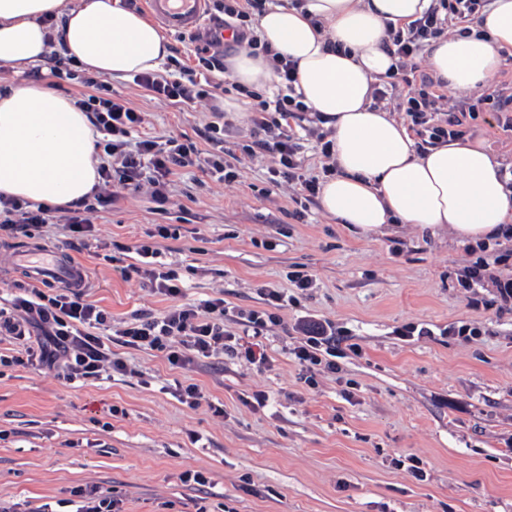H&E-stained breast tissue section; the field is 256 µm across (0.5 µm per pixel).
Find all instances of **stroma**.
<instances>
[{
	"instance_id": "35a3bbf8",
	"label": "stroma",
	"mask_w": 512,
	"mask_h": 512,
	"mask_svg": "<svg viewBox=\"0 0 512 512\" xmlns=\"http://www.w3.org/2000/svg\"><path fill=\"white\" fill-rule=\"evenodd\" d=\"M59 50L49 45L35 65L0 66V85L38 81L80 97L79 80L50 74ZM99 81L142 112V133L195 142V165L171 176L165 205L142 192L96 212L80 249L57 224L0 235V251L37 242L78 259L97 282L88 300L117 329L171 304L119 272L136 261V244L155 245L185 283L184 301L223 298L226 329L269 360L176 368L164 350L115 339L123 375L70 382L54 370L0 366V500L21 512H72L77 490L95 486L122 512H512V304L493 289L458 286L472 260L466 246L411 224L354 232L301 200L268 158L244 152L253 125L234 84L218 94L224 163L238 175L228 184L210 174L215 148L199 136L208 105L178 109L128 76ZM460 119L464 135L512 168L503 114ZM295 133L302 174L325 180L321 145L331 127L308 112ZM160 224L169 237L156 236ZM294 270L309 271L312 288L289 286ZM266 286L288 291L278 322L243 325L238 310L267 309ZM307 316L335 329L326 354L335 371L310 374L295 360ZM462 321L481 336L449 335ZM189 384L202 395L193 409L177 396ZM259 392L265 402H256ZM411 458L423 478L408 469ZM187 472L203 473L209 486L184 482Z\"/></svg>"
}]
</instances>
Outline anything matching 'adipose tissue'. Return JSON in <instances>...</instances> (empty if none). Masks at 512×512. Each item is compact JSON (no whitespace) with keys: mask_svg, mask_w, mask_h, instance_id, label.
Wrapping results in <instances>:
<instances>
[{"mask_svg":"<svg viewBox=\"0 0 512 512\" xmlns=\"http://www.w3.org/2000/svg\"><path fill=\"white\" fill-rule=\"evenodd\" d=\"M431 0H275L258 19L257 35L298 62L295 89L334 130L337 172L321 186L324 212L358 231L388 224L448 230L472 245L501 240L512 224V192L499 163L479 139L460 138L416 153L407 126L373 101V86L396 59L387 25L407 24ZM62 29L68 57L88 73L114 77L157 69L169 41L122 0H0V66L41 61L44 17ZM512 49V0H492L468 35L439 39L431 73L473 90L497 75ZM243 85H271L264 57L242 52L226 61ZM96 134L70 96L31 84L0 88V195L63 207L98 181Z\"/></svg>","mask_w":512,"mask_h":512,"instance_id":"adipose-tissue-1","label":"adipose tissue"}]
</instances>
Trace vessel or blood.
I'll return each instance as SVG.
<instances>
[{
    "label": "vessel or blood",
    "mask_w": 512,
    "mask_h": 512,
    "mask_svg": "<svg viewBox=\"0 0 512 512\" xmlns=\"http://www.w3.org/2000/svg\"><path fill=\"white\" fill-rule=\"evenodd\" d=\"M142 4L152 17L177 33L193 30L205 19L206 0H142ZM10 262L38 283L60 281L69 288L86 284V268L80 261H62L60 254L48 247L37 245L14 252Z\"/></svg>",
    "instance_id": "obj_1"
}]
</instances>
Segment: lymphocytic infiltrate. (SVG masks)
I'll return each mask as SVG.
<instances>
[{
  "label": "lymphocytic infiltrate",
  "mask_w": 512,
  "mask_h": 512,
  "mask_svg": "<svg viewBox=\"0 0 512 512\" xmlns=\"http://www.w3.org/2000/svg\"><path fill=\"white\" fill-rule=\"evenodd\" d=\"M211 2L210 23L196 36L197 76L181 80L173 74L154 70L135 74L136 85L171 104L188 106L215 98L222 87L226 43L253 52L260 50L253 17L262 13L263 0ZM489 2L437 0L421 18L405 28L388 31L386 47L398 59L392 79L406 90L404 111L411 129L426 128L429 143L460 137L461 132L452 120L443 125H429V114L441 111L448 98L436 91L428 75L419 73L415 59L430 40L444 34L449 23L465 22L484 10ZM272 61L276 81L286 92L275 100L249 105L254 130L248 150L269 156L273 173L297 182L300 195L310 201L319 194L320 184L298 176L299 146L288 132L291 122L299 120L306 109L294 92L298 65L278 53L273 54ZM78 104L100 135L95 142L99 180L90 197L59 208L1 196L0 233H24L32 225L62 223L74 238H85L94 229L92 213L96 208L114 204L120 190L145 191L156 202L166 203L169 177L174 169L194 164L198 158V149L193 143H182L174 138L160 142L155 137L139 135L143 116L130 107L122 95L92 93L79 99ZM135 251L138 262L122 267L121 275L138 277L145 287L171 299L169 309L158 315L137 314L116 330L108 313L89 302L83 291L68 288L48 296L34 286L18 285L8 307H0V335L24 344L22 355L14 359L15 364L35 362L48 368L57 367L69 381L126 372V363L112 357L101 339L102 332L111 329L133 349H167V359L176 367L224 354L265 362L263 352L241 349L234 333L225 329L223 298L182 302V282L175 270L166 268L160 261L158 251L145 243L136 245ZM302 330L306 341L293 348L294 358L310 370L321 365L334 370V363L323 362L319 355L320 348L334 340L331 325L309 320L303 323Z\"/></svg>",
  "instance_id": "1"
}]
</instances>
